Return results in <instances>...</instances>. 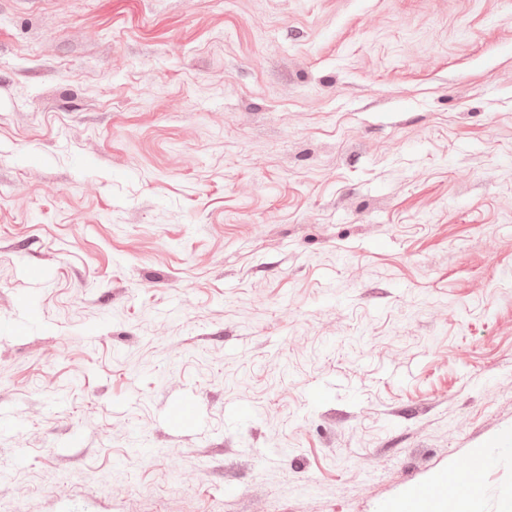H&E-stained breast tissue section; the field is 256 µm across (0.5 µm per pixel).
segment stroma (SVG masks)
<instances>
[{
    "instance_id": "35a3bbf8",
    "label": "stroma",
    "mask_w": 512,
    "mask_h": 512,
    "mask_svg": "<svg viewBox=\"0 0 512 512\" xmlns=\"http://www.w3.org/2000/svg\"><path fill=\"white\" fill-rule=\"evenodd\" d=\"M2 411L0 512H379L512 446V0H0Z\"/></svg>"
}]
</instances>
